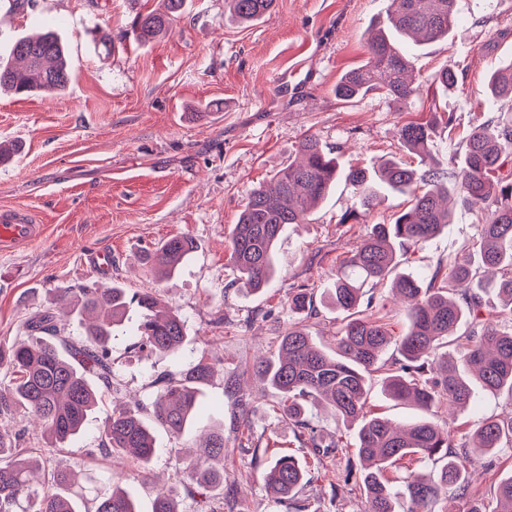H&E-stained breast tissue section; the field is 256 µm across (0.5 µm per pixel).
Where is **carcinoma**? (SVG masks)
Masks as SVG:
<instances>
[{"label": "carcinoma", "mask_w": 512, "mask_h": 512, "mask_svg": "<svg viewBox=\"0 0 512 512\" xmlns=\"http://www.w3.org/2000/svg\"><path fill=\"white\" fill-rule=\"evenodd\" d=\"M185 0H158L157 6L138 15L136 38L150 43L172 32ZM456 0H391L388 27L378 28L367 42L364 65L346 72L336 84V96L350 101L372 92L404 104L415 89L412 53L399 47L412 38L422 45L448 38L459 23ZM230 18L241 25L254 23L271 11L275 0H227ZM14 63L0 62V91L16 95L55 96L64 91L72 72L67 49L51 31L18 39ZM487 89L493 96H512V60L495 69ZM451 129L453 120L436 118L409 122L401 127L402 147L418 158L414 168L385 159L371 169L344 168L320 141L308 135L297 146L300 161L276 175L274 187L253 189L231 233L230 263L240 288L263 289L275 271L274 245L287 224H302L306 216L343 182L356 191L355 204L339 223L358 220L374 201L388 194L411 196L410 207L392 224H374L365 237L336 267L324 299L342 315L336 349L318 346L307 329L306 315L313 309L312 289L296 288L288 296V309L296 318L288 322L277 355L254 364V374L274 390L279 400L273 416L306 438L315 464L327 454L314 425L304 417L306 405L325 401L336 424L355 427V450L360 475L349 491L357 492L364 512H458L468 494L465 467L470 460L512 449V416L503 421L487 418L473 433L461 431V447L449 442V433L434 420V410L446 404L452 410L471 405L478 391L512 394V172L504 168L512 147V113L473 127L459 164L444 170L432 162L430 143L439 125ZM479 209L485 217L471 251L448 263V272L436 271L429 281L414 270L400 269L403 255L422 248L442 227L452 223L450 201ZM195 249L194 240L177 235L145 255L158 279L170 277ZM391 280L400 299L407 302V330L395 335L383 317L362 303L368 286ZM500 294L509 314L482 311L481 291L490 284ZM80 317V338L62 335L57 316L44 308L25 324L27 339L0 343V368L11 375L0 389V417L25 409L57 447L78 439L89 414L105 398L121 393L112 371L110 344L115 326L129 308L141 313L136 337L141 345L168 356L179 353L185 321L170 310L155 313L152 290L129 292L120 286L97 284L74 292ZM474 326L458 333L462 324ZM457 355L444 352L448 343ZM394 348L392 360L383 355ZM215 373L213 363L200 360L177 375L154 380L157 394L150 407H119L108 416L99 447L91 454L114 460L149 463L157 453L147 421L180 436L199 405V385ZM383 376L382 388L392 400H411L423 416L407 426L368 412V379ZM224 389L235 398L237 420L244 425L252 402L231 376ZM418 457L443 462L436 473L418 474L395 484L387 469ZM224 458V430L210 432L193 462L186 466L206 485L224 483V472L211 462ZM32 457L16 447V437L0 430V512H13L22 497L33 499V512H80L67 492L70 472L57 471L36 489ZM303 461L292 455L275 458L263 475L267 491L289 502L294 512H311V504L296 497L306 482ZM496 507L476 503L466 512H512V474L497 482ZM95 512H137L121 487L98 499ZM152 512H178L173 489L157 493Z\"/></svg>", "instance_id": "carcinoma-1"}]
</instances>
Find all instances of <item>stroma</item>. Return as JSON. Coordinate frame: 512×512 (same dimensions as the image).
I'll list each match as a JSON object with an SVG mask.
<instances>
[{
    "instance_id": "stroma-1",
    "label": "stroma",
    "mask_w": 512,
    "mask_h": 512,
    "mask_svg": "<svg viewBox=\"0 0 512 512\" xmlns=\"http://www.w3.org/2000/svg\"><path fill=\"white\" fill-rule=\"evenodd\" d=\"M156 3L0 0V60L20 36L47 27L66 45L73 72L63 94L52 98L0 94V142L20 144L0 162V209H30L42 226L33 242L0 253V343L23 339L27 318L46 307L58 313L65 335H76L72 299L59 297L58 289L147 288L161 307L182 316L186 338L174 357L142 349L132 335L138 314L129 312L111 344L123 402L150 403L153 378L195 360L215 363L216 371L180 440L155 427L158 452L145 466L121 468L87 456L111 412L106 402L63 448L21 412L0 419V428L18 433V447L33 449L42 473L74 474L71 492L81 512H94L96 496L116 482L139 512H151L157 490L174 479L176 458L193 459L207 432L220 426L224 483L234 497L209 489L200 499L182 494L179 512H288L287 503L266 492L262 474L275 456L301 457L306 448L291 425L270 414L278 396L250 368L275 351L292 288L321 294L370 226L393 223L407 198L383 196L359 221L343 224L339 218L354 196L352 187L338 184L308 223L285 227L278 273L259 292L234 286L229 234L250 191L272 183L308 135L344 167L404 160L401 126L450 112L455 136L438 132L431 148L436 166L447 167L449 147H461L470 128L512 110V97L494 98L485 89L487 74L512 58V0H456L459 25L414 57L418 93L407 106L372 94L344 102L335 93L340 77L364 64L367 30L385 21L390 0H276L269 15L250 25L232 22L225 0H185L170 35L139 43L132 21ZM102 36L113 43L111 54L102 52ZM447 64L458 72L451 93L436 79ZM283 73L299 86L285 97L276 88ZM454 211L453 224L409 255L407 267L431 275L477 236L481 214L460 204ZM175 235L190 236L195 250L172 278L156 279L142 258ZM101 248L112 252L106 278L84 263L86 253ZM236 372L243 392L257 399L249 426L238 428L234 400L224 390ZM508 399L479 392L473 405L443 421L476 428L511 409ZM359 471L354 448L334 450L304 493L318 499L320 512H363L361 499L344 487L346 476ZM470 472V496L491 502L497 481L512 473V453L477 459Z\"/></svg>"
}]
</instances>
